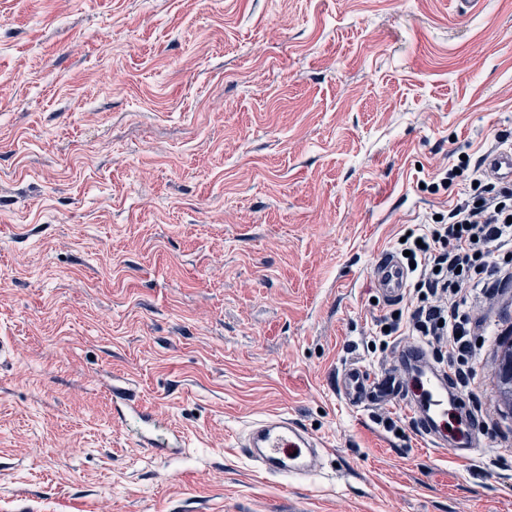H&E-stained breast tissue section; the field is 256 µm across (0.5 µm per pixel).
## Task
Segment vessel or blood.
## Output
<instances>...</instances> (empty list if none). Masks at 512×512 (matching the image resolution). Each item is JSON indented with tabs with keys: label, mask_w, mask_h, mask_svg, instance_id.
<instances>
[{
	"label": "vessel or blood",
	"mask_w": 512,
	"mask_h": 512,
	"mask_svg": "<svg viewBox=\"0 0 512 512\" xmlns=\"http://www.w3.org/2000/svg\"><path fill=\"white\" fill-rule=\"evenodd\" d=\"M482 166L491 179L512 185V145L487 152ZM372 281L383 300L396 301L406 292L409 273L394 253L384 251L372 265ZM338 391L355 406L379 401L400 403L415 415L429 442L438 445L446 442L444 419L452 401L446 376L428 361L420 347H399L395 364L378 375L368 374L353 363L345 365L339 373ZM110 394L120 406L116 420L134 414L144 423H156V413L132 390L115 385ZM239 446L259 470L269 475H310L319 469L327 450L326 444L299 420L281 414L250 423Z\"/></svg>",
	"instance_id": "1"
}]
</instances>
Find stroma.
Listing matches in <instances>:
<instances>
[{"instance_id":"stroma-1","label":"stroma","mask_w":512,"mask_h":512,"mask_svg":"<svg viewBox=\"0 0 512 512\" xmlns=\"http://www.w3.org/2000/svg\"><path fill=\"white\" fill-rule=\"evenodd\" d=\"M453 9L0 0V512H512L511 300L473 307L469 459L333 388L395 360L371 267L464 190L427 183L512 142V0ZM115 383L184 447L114 425ZM271 412L328 443L320 473L242 455Z\"/></svg>"}]
</instances>
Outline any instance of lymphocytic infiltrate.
I'll list each match as a JSON object with an SVG mask.
<instances>
[{"mask_svg": "<svg viewBox=\"0 0 512 512\" xmlns=\"http://www.w3.org/2000/svg\"><path fill=\"white\" fill-rule=\"evenodd\" d=\"M470 182L468 193L441 220L399 245L413 263V287L396 314L376 321V335L412 336L454 368L460 387L470 388L478 356L474 302L495 303L512 286V186L488 182L479 167L461 160L428 184L430 193Z\"/></svg>", "mask_w": 512, "mask_h": 512, "instance_id": "obj_1", "label": "lymphocytic infiltrate"}]
</instances>
